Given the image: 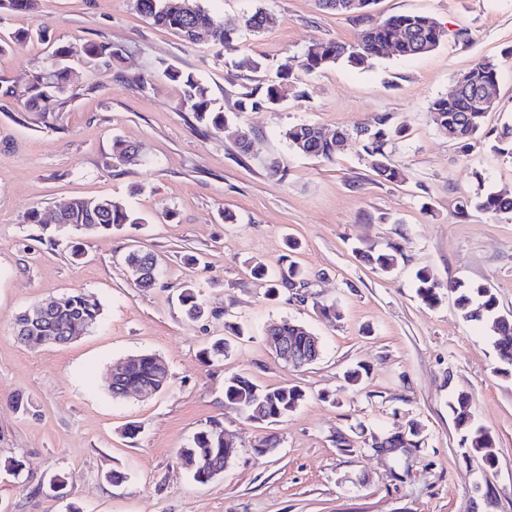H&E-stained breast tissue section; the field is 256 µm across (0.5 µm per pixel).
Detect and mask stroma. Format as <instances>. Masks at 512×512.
<instances>
[{
	"label": "stroma",
	"mask_w": 512,
	"mask_h": 512,
	"mask_svg": "<svg viewBox=\"0 0 512 512\" xmlns=\"http://www.w3.org/2000/svg\"><path fill=\"white\" fill-rule=\"evenodd\" d=\"M204 5L231 27L266 8L273 23L239 38L242 55L263 70L235 68L214 48L180 41L132 0H38L34 15L0 16L2 32H36L0 54V86L15 89L0 98V458L23 463L17 478L0 469V512H512V373H503L487 325L464 320L450 294L425 305L414 283L423 267L443 284L482 283L500 313L512 314V216L458 212L477 193H512V159L488 138L461 155L429 117L432 100L490 58L501 70L486 126L512 123V0H377L382 18L432 16L445 41L417 58L335 65L306 77L305 97L242 113L253 140L246 161L233 139L195 126L177 84L158 74L142 90L129 75L169 60L203 80L216 106L230 112L276 70L299 72L308 45L354 41L358 27L321 11L318 0ZM104 37L128 52L112 70L94 72L82 62L84 48ZM60 45L71 51L75 100L26 111L30 75ZM380 115L407 128L391 154L406 182L378 179L356 146L326 162L295 153L283 137L297 124L352 131ZM117 138L139 147L138 165L113 160ZM272 158L287 178L268 172ZM72 197H112L149 222L76 238L52 225L56 204ZM33 208L41 223H27ZM227 211L237 223H225ZM73 238L84 252L78 261ZM291 240L296 249H288ZM391 245L399 249L391 272L360 259ZM134 247L158 256L156 288L140 290L128 277L122 257ZM188 253L198 264L185 263ZM290 260L308 285L271 300L267 281L250 268L259 262L274 273ZM188 284L208 318H186L177 296ZM64 293L97 298L99 325L66 345L20 343L17 315ZM330 303L340 321L317 314V305ZM283 319L320 337L319 361L296 369L270 351L265 330ZM228 322L244 330L233 354L203 361L202 348L225 336ZM143 352L166 360L167 387L112 398V362ZM358 364L367 373L352 388L345 373ZM234 374L297 385L306 397L280 422L259 424L225 401L224 381ZM461 392L471 397L464 423L449 408ZM213 421L239 456L201 484L178 451ZM413 423L421 430L417 448L382 451L385 438ZM473 425L493 435L494 465L469 450ZM270 434L280 440L277 451L255 458L253 444ZM116 466L126 482L108 480ZM56 473L67 482L61 500L41 489Z\"/></svg>",
	"instance_id": "stroma-1"
}]
</instances>
